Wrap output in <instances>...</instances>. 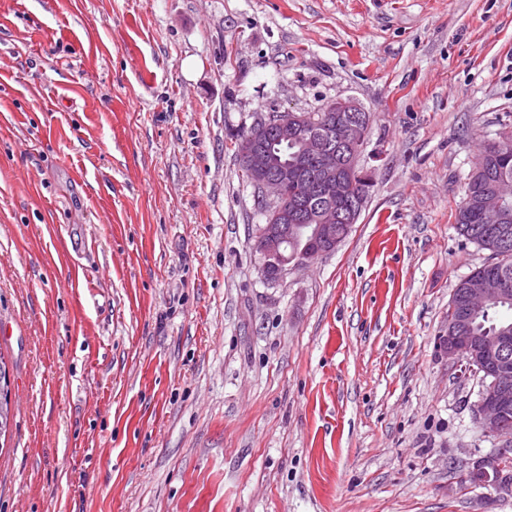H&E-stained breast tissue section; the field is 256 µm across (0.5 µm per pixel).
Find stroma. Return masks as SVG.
I'll return each mask as SVG.
<instances>
[{
    "mask_svg": "<svg viewBox=\"0 0 512 512\" xmlns=\"http://www.w3.org/2000/svg\"><path fill=\"white\" fill-rule=\"evenodd\" d=\"M338 98L372 195L279 283L231 141ZM512 0H0V512H512L436 338ZM11 407L9 400V371L0 356V439L10 429Z\"/></svg>",
    "mask_w": 512,
    "mask_h": 512,
    "instance_id": "35a3bbf8",
    "label": "stroma"
}]
</instances>
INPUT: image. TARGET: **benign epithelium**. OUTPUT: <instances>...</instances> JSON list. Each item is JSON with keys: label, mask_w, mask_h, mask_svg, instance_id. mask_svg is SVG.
Masks as SVG:
<instances>
[{"label": "benign epithelium", "mask_w": 512, "mask_h": 512, "mask_svg": "<svg viewBox=\"0 0 512 512\" xmlns=\"http://www.w3.org/2000/svg\"><path fill=\"white\" fill-rule=\"evenodd\" d=\"M333 107L337 112L336 124L326 132L306 114L294 111L266 114L254 119L246 128L238 160L259 199L273 213L270 223L261 225L254 240L260 274L269 283L281 281L290 271L306 264L305 256L288 252V239L299 229L311 228L312 241L324 251L332 252L340 244L336 225L354 224L361 213L363 203L360 201L347 209L332 204L314 207L288 204V167L276 165L266 148L271 132L279 141L297 143L303 158H316L321 163L322 175L313 193L330 200L346 199L352 182L372 181V172L355 169L365 145L369 116L362 112L360 104L350 99H338ZM509 198L512 199V181L502 179L492 183L482 211L484 223H505L501 203ZM506 301L508 298L496 281H471L463 292L462 311H457L455 302H450L448 335L437 337V348L460 367L461 373L480 377L476 423L484 432L505 439V443L484 457L474 470L477 484L512 495V474L504 466V462L512 459V423L507 420L512 410V385L501 376V370L512 355V331L504 328L492 335L467 334L476 313Z\"/></svg>", "instance_id": "obj_1"}]
</instances>
